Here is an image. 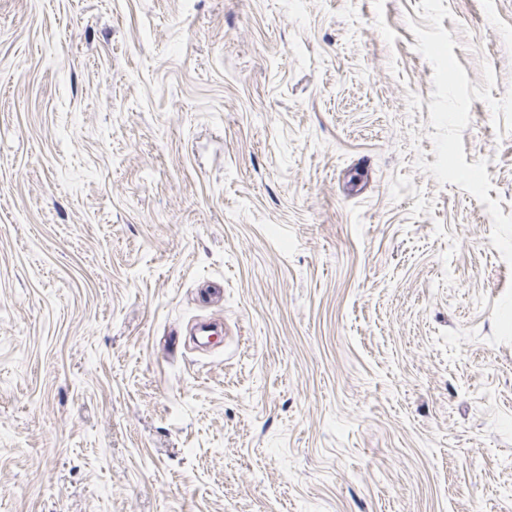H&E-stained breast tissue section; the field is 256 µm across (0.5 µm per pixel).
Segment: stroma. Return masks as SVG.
<instances>
[{"mask_svg":"<svg viewBox=\"0 0 512 512\" xmlns=\"http://www.w3.org/2000/svg\"><path fill=\"white\" fill-rule=\"evenodd\" d=\"M0 512H512V0H0Z\"/></svg>","mask_w":512,"mask_h":512,"instance_id":"stroma-1","label":"stroma"}]
</instances>
